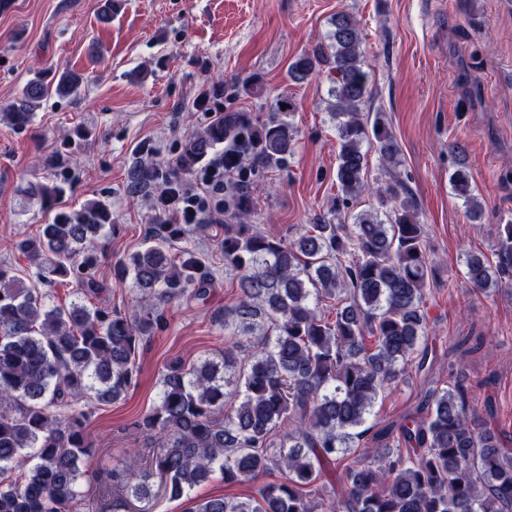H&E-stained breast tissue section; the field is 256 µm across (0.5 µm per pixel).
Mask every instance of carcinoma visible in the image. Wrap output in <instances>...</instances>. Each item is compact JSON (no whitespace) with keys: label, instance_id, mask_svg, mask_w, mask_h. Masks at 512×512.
I'll return each instance as SVG.
<instances>
[{"label":"carcinoma","instance_id":"obj_1","mask_svg":"<svg viewBox=\"0 0 512 512\" xmlns=\"http://www.w3.org/2000/svg\"><path fill=\"white\" fill-rule=\"evenodd\" d=\"M325 38L296 57L288 75L303 81L333 75L327 110L336 129L337 195L328 211L292 241L244 224L254 208V178L285 170L297 131L286 97L266 119L227 108L191 135L172 163L189 173L224 145V223L215 230L224 270L237 278L235 302L224 307V332L235 337L221 356L187 370L173 361L159 402L138 427L156 436L144 477L121 483L124 501L144 499L159 479L169 498H183L218 472L226 484L256 480L273 468L277 482L257 495L196 501L189 512H512V436L470 406L465 377L426 391L400 423L375 434L373 453L350 458L354 439L379 394L427 370L425 288L432 273L418 206L395 173L400 149L385 113H369L358 19L340 12ZM84 78L68 70L37 71L3 108L17 129L52 95L78 94ZM378 156L386 185L372 187L368 155ZM473 220L482 214L463 163L449 176ZM371 191L377 208L348 216L349 203ZM25 195L51 209L62 186L36 177ZM352 223H346V219ZM111 223L100 201L60 211L35 238L15 249L33 266L29 280L0 264V475L16 459L33 465L17 483L0 481V512H84L81 465L90 455L92 394L114 402L135 385L136 356L163 317L160 305L203 299L212 285L206 264L188 248L176 254L182 224H153L143 249L114 267L132 282L140 311L127 317L98 305L94 244ZM464 281L489 291L512 276V219L499 225L496 262L466 256ZM77 284L78 300L54 303L58 280ZM336 300L327 317L326 300Z\"/></svg>","mask_w":512,"mask_h":512}]
</instances>
